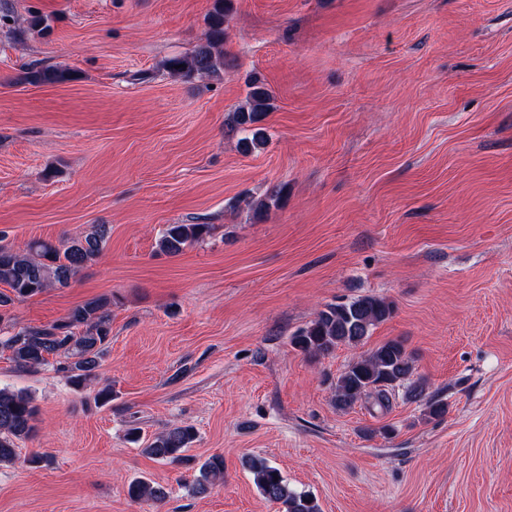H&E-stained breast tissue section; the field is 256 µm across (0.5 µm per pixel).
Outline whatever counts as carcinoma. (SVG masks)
<instances>
[{"label":"carcinoma","mask_w":512,"mask_h":512,"mask_svg":"<svg viewBox=\"0 0 512 512\" xmlns=\"http://www.w3.org/2000/svg\"><path fill=\"white\" fill-rule=\"evenodd\" d=\"M228 8L217 0L208 18L204 42L191 53L165 62L169 74L183 78L219 77L224 74V22ZM73 79V73L57 66L30 65L21 70L16 82L55 84ZM245 102L232 113L231 128L247 131L240 140L248 153L265 143L262 123L273 108L272 95L256 76L246 81ZM211 224H168L157 241L158 251L169 256L181 254L187 247L204 241L212 233ZM108 228L93 224L84 234L57 245L44 239H32L22 249L4 243L0 235V324L9 322V308L50 288H66L78 272L102 254ZM110 302L89 300L72 308L66 317L38 327H12L0 336V350L9 354L15 367L35 370L51 365L75 388H84L97 377L108 354L112 334ZM393 305L377 296H363L348 302L328 304L315 318L290 338L291 345L309 358L328 354L340 346L355 347L393 314ZM414 360L399 340H389L371 352L350 362L333 386L337 409L347 410L364 399L389 406V393L405 387L406 398L425 401V417L433 419L448 413V404L426 397L425 384L413 380ZM37 406L31 394L0 387V465L17 459L18 442L35 432ZM197 437L195 428L174 424L146 443L143 452L172 464H187L185 452ZM245 465L253 475L259 493L280 506V512H322L310 493L291 488L280 469L262 457L249 456ZM224 481V459L212 456L199 467L194 491L206 493L216 482ZM127 497L134 504L161 502L166 491L147 479L129 483Z\"/></svg>","instance_id":"obj_1"}]
</instances>
